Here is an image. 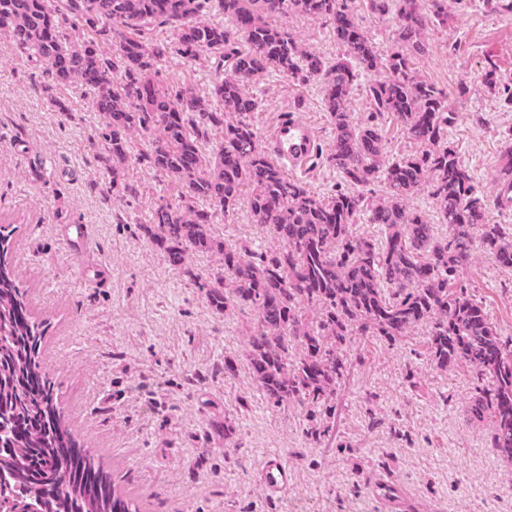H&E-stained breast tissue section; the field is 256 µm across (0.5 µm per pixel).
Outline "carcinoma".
Instances as JSON below:
<instances>
[{
	"mask_svg": "<svg viewBox=\"0 0 512 512\" xmlns=\"http://www.w3.org/2000/svg\"><path fill=\"white\" fill-rule=\"evenodd\" d=\"M360 3L392 17L397 50L386 58L357 21ZM290 13L329 26L344 57L330 64L267 22ZM447 24L446 0H0L3 47L42 66L53 86L92 92L112 186L124 180L132 136L144 137L145 160L175 191V200L155 203L148 236L169 266L194 279L191 255L223 257L224 275L200 287L219 314L238 306L256 313L247 360L270 403L319 409L324 420L311 434L320 443L333 437L336 391L350 373L340 354L347 338L396 339L427 323L438 367L466 366L489 381L471 413L489 421L490 448L512 461V352L460 285L477 249L512 269V237L488 217L490 205L509 207L512 198L492 203L478 192L448 147V95L413 62L425 30ZM156 27L172 33L186 61L206 55L224 72L211 89L221 109L191 88L159 83L153 61L167 46ZM270 70L322 80L334 125L326 159L353 190L316 197L260 148L246 120L258 107L250 83ZM362 71L386 73L369 85L372 114L394 121L419 153L387 160L378 124L351 120ZM213 131L222 140L209 150ZM378 181V199L357 191ZM245 191L253 221L280 244L269 255L213 231L217 214ZM420 192L448 225L446 237L434 235L428 213L406 205ZM363 214L382 227L381 239L357 234ZM8 246L0 229V512H135L64 425L39 361L44 323L26 308Z\"/></svg>",
	"mask_w": 512,
	"mask_h": 512,
	"instance_id": "carcinoma-1",
	"label": "carcinoma"
}]
</instances>
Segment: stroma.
<instances>
[{"label": "stroma", "mask_w": 512, "mask_h": 512, "mask_svg": "<svg viewBox=\"0 0 512 512\" xmlns=\"http://www.w3.org/2000/svg\"><path fill=\"white\" fill-rule=\"evenodd\" d=\"M280 23L326 60L341 55L321 21L291 14ZM424 43L414 64L450 97L448 144L477 190L495 198L512 130L504 94L512 88V18L487 0H450L447 27L427 30ZM492 66L488 85L482 77ZM155 69L161 84L201 94L217 79L209 60L186 65L173 53ZM47 83L40 66L0 48V225L12 228L10 258L27 307L47 323L40 359L63 419L116 494L139 512H379L370 484L381 478L399 481L420 512H512V462L493 454L487 424L471 414L478 382L466 368L432 362L429 325L393 342L349 337L351 375L338 394L331 447L310 436L309 406L269 403L246 361L254 311L218 314L197 286L221 272L217 256L195 254L186 276L144 231L172 190L144 160L141 140L131 149L134 192L113 193L92 147L101 118L91 94ZM252 92L260 138L287 112L314 127L317 157L302 180L332 195L341 179L325 161L332 124L320 81L268 73ZM73 220L89 227L82 256L66 242ZM216 233L258 253L275 246L243 202L218 218ZM463 284L512 350V270L479 255ZM228 359L235 375L224 373ZM272 454L294 472V487L277 498L257 481Z\"/></svg>", "instance_id": "obj_1"}]
</instances>
